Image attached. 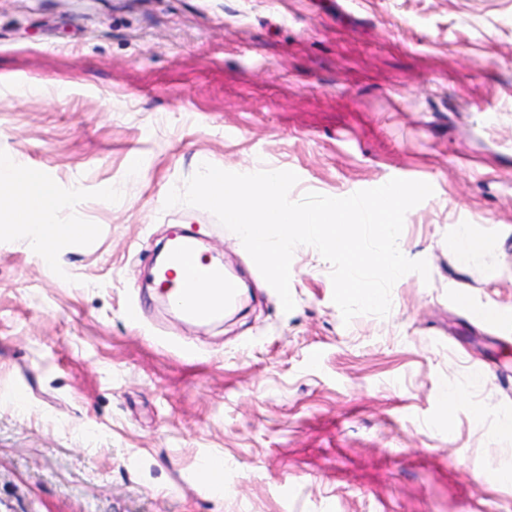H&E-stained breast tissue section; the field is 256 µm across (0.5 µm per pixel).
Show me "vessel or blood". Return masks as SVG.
<instances>
[{"instance_id":"b4317fda","label":"vessel or blood","mask_w":512,"mask_h":512,"mask_svg":"<svg viewBox=\"0 0 512 512\" xmlns=\"http://www.w3.org/2000/svg\"><path fill=\"white\" fill-rule=\"evenodd\" d=\"M156 291L176 304L189 319L209 322L222 318L237 298L235 282L224 267L208 259L193 237L172 226L166 260L156 276Z\"/></svg>"}]
</instances>
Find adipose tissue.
I'll return each mask as SVG.
<instances>
[{
  "label": "adipose tissue",
  "mask_w": 512,
  "mask_h": 512,
  "mask_svg": "<svg viewBox=\"0 0 512 512\" xmlns=\"http://www.w3.org/2000/svg\"><path fill=\"white\" fill-rule=\"evenodd\" d=\"M62 204L40 175L19 172L11 163L0 161V229H25L31 248L49 265L59 261L62 243L91 232L85 224L57 223Z\"/></svg>",
  "instance_id": "1"
}]
</instances>
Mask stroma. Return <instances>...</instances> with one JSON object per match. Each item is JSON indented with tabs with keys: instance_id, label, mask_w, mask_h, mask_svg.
I'll return each instance as SVG.
<instances>
[{
	"instance_id": "35a3bbf8",
	"label": "stroma",
	"mask_w": 512,
	"mask_h": 512,
	"mask_svg": "<svg viewBox=\"0 0 512 512\" xmlns=\"http://www.w3.org/2000/svg\"><path fill=\"white\" fill-rule=\"evenodd\" d=\"M0 159L92 228L55 267L0 235V512H512V0H0ZM204 163L295 201L429 182L400 236L429 279L347 323L300 246L284 311L211 212L165 207ZM175 224L245 290L219 321L145 285ZM448 245L458 262L463 265L469 263L484 249L482 240L473 236L465 226H461L457 233L448 240Z\"/></svg>"
}]
</instances>
